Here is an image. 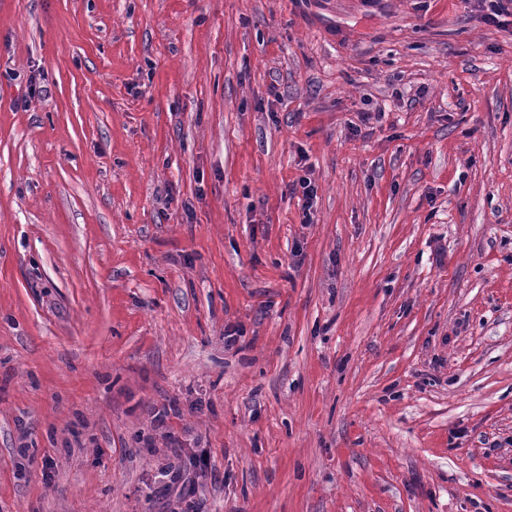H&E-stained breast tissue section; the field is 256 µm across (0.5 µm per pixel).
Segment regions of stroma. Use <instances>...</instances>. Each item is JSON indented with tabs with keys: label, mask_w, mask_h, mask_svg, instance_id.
Here are the masks:
<instances>
[{
	"label": "stroma",
	"mask_w": 512,
	"mask_h": 512,
	"mask_svg": "<svg viewBox=\"0 0 512 512\" xmlns=\"http://www.w3.org/2000/svg\"><path fill=\"white\" fill-rule=\"evenodd\" d=\"M0 512H512V14L0 0Z\"/></svg>",
	"instance_id": "obj_1"
}]
</instances>
